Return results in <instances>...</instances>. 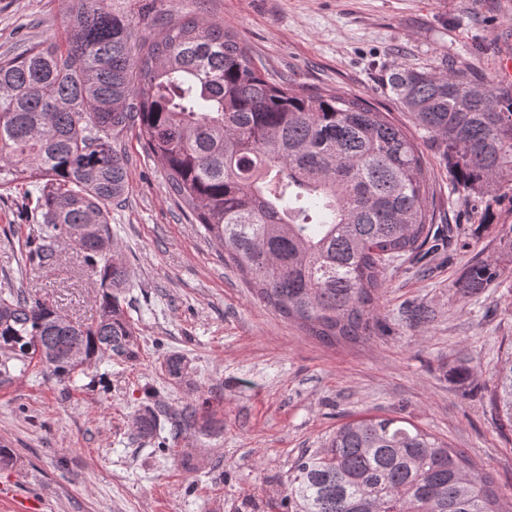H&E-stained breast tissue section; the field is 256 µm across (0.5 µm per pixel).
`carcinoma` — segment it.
Masks as SVG:
<instances>
[{
  "label": "carcinoma",
  "instance_id": "cac0c4a2",
  "mask_svg": "<svg viewBox=\"0 0 512 512\" xmlns=\"http://www.w3.org/2000/svg\"><path fill=\"white\" fill-rule=\"evenodd\" d=\"M66 28L60 43L0 57V189L35 187L30 263L53 266L56 239H70L100 282L99 312L84 324L0 291V386L34 358L71 384L98 360L136 357L120 300L128 266L110 225L128 193L116 144L134 126L168 193L258 299L325 344L371 336L387 266L433 233L417 141L360 98L271 81L238 35L214 23L171 17L136 49L131 20L109 0H69ZM390 88L457 184L512 191L511 87L461 69L403 68ZM500 277L477 262L457 288L475 294ZM164 370L188 377L179 356ZM494 405L512 427V359L498 371ZM196 424L185 406L177 431ZM156 428L150 410L136 419L143 437ZM287 498L288 512H512L491 472L399 417L336 427L296 460Z\"/></svg>",
  "mask_w": 512,
  "mask_h": 512
}]
</instances>
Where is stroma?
<instances>
[{
  "mask_svg": "<svg viewBox=\"0 0 512 512\" xmlns=\"http://www.w3.org/2000/svg\"><path fill=\"white\" fill-rule=\"evenodd\" d=\"M232 28L274 82L367 100L411 135L420 130L388 85L400 65L466 68L497 79L512 47V0H111L152 31L145 7ZM66 0H0V55L66 36ZM118 146L129 191L112 209V240L128 259L124 308L138 338L133 360H104L67 387L39 364L0 387V512H288V472L336 427L401 417L465 450L512 493V429L492 406L494 375L512 343V195L458 186L448 160L422 143L428 209L449 243L385 272L368 341L327 345L260 302L224 253L189 223L137 129ZM35 193L0 196V290L22 289L73 320L96 316L100 283L67 238L57 262L26 259ZM499 283L461 296L475 262ZM182 356L183 382L162 370ZM200 424L170 437L186 405ZM159 416L139 436L144 408Z\"/></svg>",
  "mask_w": 512,
  "mask_h": 512,
  "instance_id": "stroma-1",
  "label": "stroma"
}]
</instances>
